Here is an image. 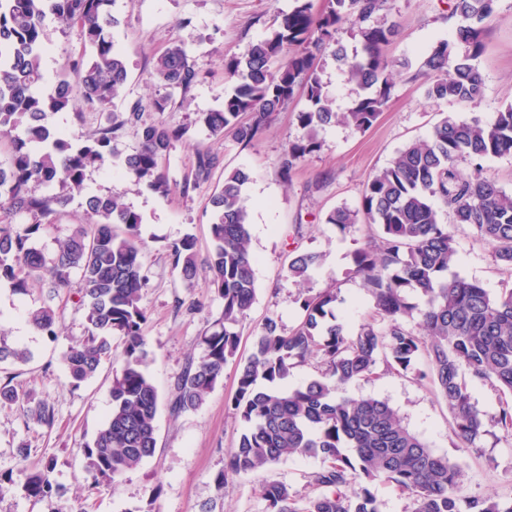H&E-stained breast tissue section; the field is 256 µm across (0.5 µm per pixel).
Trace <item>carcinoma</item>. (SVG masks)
Masks as SVG:
<instances>
[{
	"mask_svg": "<svg viewBox=\"0 0 512 512\" xmlns=\"http://www.w3.org/2000/svg\"><path fill=\"white\" fill-rule=\"evenodd\" d=\"M281 14L265 38L241 55L224 60L225 76L234 80L220 109L198 114L197 121L212 136L234 134L250 143L304 87L307 108L297 112V123L308 135L289 143L279 161L283 179L296 163L319 151L318 130L346 124L369 129L390 98L392 61L384 48L395 28L378 20L389 0H326L318 14L311 0H295ZM113 0H0V132L12 135L8 166L0 165V200L15 213L32 216L28 224H0V281L12 292L28 296L49 284L55 291L70 288L78 274L82 288L78 303L87 323L86 335L63 353L61 364L79 386L92 379L100 366L115 357L121 361L110 388L111 410L104 427L85 444V470L92 486L111 483L137 468L157 449L159 397L147 368L149 353L140 305L148 278L141 262V217L117 196L91 195L85 205L94 217L79 224L58 241L52 255L37 246L47 225L43 219L58 213L66 195L37 197L32 186L82 189L86 173L102 167L113 156L116 131L136 129L138 148L120 159L124 174L166 196L170 182L161 162L184 131L168 123H146V110L166 112L173 96L199 78L182 44L169 47L153 65V76L164 93L134 103L119 124L82 141L73 142L46 122L47 114L68 112L76 98L101 109L110 107L127 80L124 52L113 38L119 19ZM495 0H451L448 19L454 21L452 39L439 40L423 62L431 83L427 93L437 100L474 103L484 91L478 59L485 51V21ZM62 26L80 28L89 59L73 61L74 79L63 77L47 87L42 73L43 32L47 18ZM357 27L362 44L359 56L348 58L340 32L345 23ZM331 50L344 66L349 82L362 94L347 112L335 111L325 91L315 60ZM282 64L274 69L272 65ZM248 113L250 123L239 117ZM512 154V105L491 122L477 118H444L429 138L406 145L392 162L372 172L364 183L362 212L378 228L352 254L353 272L375 302V313L386 322L384 331L367 323L352 331L335 314L337 295L326 290L300 301L301 322L284 331L267 318L256 336L252 354L236 364L233 406L244 423L236 448L215 481L222 488L229 477L253 474L288 456L318 457L323 462L314 475L321 492L300 508L287 485L261 486L268 512H379L370 489L358 480L382 479L414 497V512H512V501L462 494L465 473L448 457L437 454L403 425L390 404L378 398H355L345 393L351 382L374 373L379 359L387 367L430 378L448 402L454 433L463 448H476L485 424L471 402L467 380L489 382L512 394V288L490 296L478 280L448 277L458 255L452 225L467 226L492 248L494 262L512 272V193L482 174V161ZM459 160L474 163L475 173L462 176ZM220 164L206 150L197 153L184 188L207 181ZM250 172L236 169L211 199L212 253L210 285L224 301V312L202 336L201 356L188 363L175 381L170 398L174 413L199 409L222 379L224 366L237 355L239 326L254 302V258L249 251L248 205L245 197ZM448 210L452 224L440 222ZM358 212L339 207L326 223L340 231L357 223ZM174 269L191 285L197 276L195 241L186 237L171 247ZM288 274L306 279L318 265L312 252L292 251ZM423 298L420 307L409 302L411 293ZM418 313L421 331L405 325ZM28 322L51 341L58 340L57 312L49 305L33 308ZM121 338L115 354L113 337ZM429 372H416L420 356ZM316 357L319 376L299 386L284 388L294 368ZM30 353L7 344L0 336V363H26ZM0 406L20 410L25 426L50 428L55 412L35 393L7 380L0 384ZM45 462L27 474L21 495L34 502L61 496Z\"/></svg>",
	"mask_w": 512,
	"mask_h": 512,
	"instance_id": "carcinoma-1",
	"label": "carcinoma"
}]
</instances>
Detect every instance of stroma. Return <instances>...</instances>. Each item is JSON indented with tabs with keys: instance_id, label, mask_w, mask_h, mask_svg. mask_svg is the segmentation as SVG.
Wrapping results in <instances>:
<instances>
[{
	"instance_id": "stroma-1",
	"label": "stroma",
	"mask_w": 512,
	"mask_h": 512,
	"mask_svg": "<svg viewBox=\"0 0 512 512\" xmlns=\"http://www.w3.org/2000/svg\"><path fill=\"white\" fill-rule=\"evenodd\" d=\"M293 6L294 0H116L112 12L120 24L114 37L128 62L123 94L109 111L84 106L77 112L51 115L48 121L63 127L74 141L120 122L134 102L160 93L152 74L155 58L172 45L185 44L200 72L198 81L187 91L175 93L170 111L143 115L148 122L163 120L188 129L162 162L172 191L161 197L122 175L119 157L138 146L135 129L123 126L113 142L115 160L88 172L83 193H72L39 244L53 252L57 240L69 235L75 225L89 223L85 207L89 194L120 197L140 215V233L147 244L141 261L148 277L141 300L147 314L143 334L151 357L148 372L159 394L158 447L154 456L122 476L117 486L91 489L83 446L106 421L114 367L104 363L94 378L73 386L60 356L85 331L75 290L52 297L37 289L21 298L6 286L0 288V329L7 333L8 343H22L31 359L24 364L0 363V383L11 376L16 383L35 389L38 398L53 406L56 421L49 429L28 428L17 409L0 408V476L20 483L30 470L53 460L52 477L66 491L61 504L74 512H200L206 502L213 503L214 512H266L261 495L265 481L286 484L301 507L317 495L313 476L323 462L316 457L291 456L259 474L239 475L225 487L217 486L215 477L244 430L232 406L234 363L225 365L221 381L199 410L179 415L169 410L174 382L187 363L201 355V338L224 309L209 284L210 198L226 174L238 168L250 172L246 196L256 296L240 327L239 357L250 354L266 318H278L283 329H293L302 319L301 298L328 288L337 290L336 314L350 329L370 322L374 301L352 272V254L362 245L369 226L360 220L340 231L327 224L325 217L337 207L360 209L367 175L387 166L408 143L428 138L442 118L476 116L490 121L512 104V0H497L486 23L485 52L478 61L484 93L479 101L468 104L427 95L430 78L423 61L436 41L452 33L449 0H391L384 17L397 25L398 34L386 49L388 58L396 62L388 108L367 130L336 125L320 131V150L299 162L286 183L278 162L289 142L305 134L295 119L296 112L307 105L305 90H298L294 100L274 113L263 133L248 144L230 133L209 135L198 124L197 115L221 108L233 87L224 74L225 57L245 53ZM44 42L43 71L51 84L68 61L83 55L84 44L77 29L51 19L45 24ZM317 68L337 111H347L358 87L347 81L332 54L320 56ZM202 150L217 154L221 164L207 182L184 189V180ZM455 232L459 254L453 275L482 282L494 297L512 288V274L497 269L487 245L476 241L467 227H456ZM187 237L197 242L198 276L190 287L180 279L170 252L173 243ZM295 249L320 256L308 281L288 276ZM44 302L58 312L59 339L54 343L23 331L26 309ZM469 391L486 429L476 448L456 447L447 401L413 374L388 371L381 363L374 377L354 381L347 388L353 397L387 400L404 425L435 452L458 463L466 475L464 495L511 500L512 432L497 423L500 396L487 382L470 383ZM23 444L29 448L24 460L18 455Z\"/></svg>"
}]
</instances>
